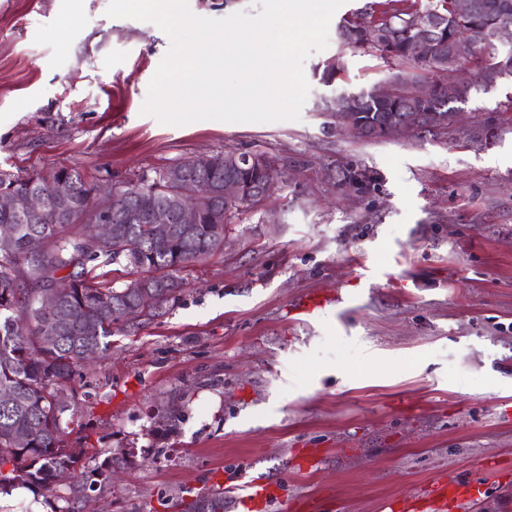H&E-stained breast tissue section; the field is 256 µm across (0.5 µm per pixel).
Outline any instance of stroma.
<instances>
[{
    "label": "stroma",
    "instance_id": "35a3bbf8",
    "mask_svg": "<svg viewBox=\"0 0 512 512\" xmlns=\"http://www.w3.org/2000/svg\"><path fill=\"white\" fill-rule=\"evenodd\" d=\"M108 3L0 0V170L118 183L233 151L266 153L279 177L227 221L222 254L181 271L165 314L96 363L78 419L116 459L97 504L182 512L214 477L248 475L278 488L262 512H390L480 478L447 512H512V78L439 134L362 138L330 100L416 71L332 33L304 62L299 120L164 125L141 108L170 40ZM344 168L370 189L341 192ZM313 294L326 302L306 309ZM167 407L180 418L163 432ZM301 448L311 467L294 466ZM455 491L451 485L444 482L433 483L428 486L422 493V498L416 497L414 499H405L398 502L397 511L401 512H415L420 511L417 506V501L425 499L428 502L435 503L439 510L448 509V500L455 498Z\"/></svg>",
    "mask_w": 512,
    "mask_h": 512
}]
</instances>
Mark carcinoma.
Wrapping results in <instances>:
<instances>
[{"instance_id": "obj_1", "label": "carcinoma", "mask_w": 512, "mask_h": 512, "mask_svg": "<svg viewBox=\"0 0 512 512\" xmlns=\"http://www.w3.org/2000/svg\"><path fill=\"white\" fill-rule=\"evenodd\" d=\"M375 0L368 8L343 18L338 26L340 43L383 59L407 61L427 67L448 79L458 61L441 55L434 47L450 46L467 38L475 47L489 48L498 61L486 68L480 81L425 101L384 100L373 92L345 93L358 101L361 110L352 113L354 122L369 129L373 138L382 137L387 119L415 108L421 112V131L437 132L448 127V118L464 103L471 91L488 87L496 79L512 77V44L498 50L494 30L512 23V0H502L505 9L490 16L453 17L449 0ZM442 17L431 29L433 46L423 50L414 27ZM373 26L367 40L362 29ZM227 153L200 157L193 164L170 165L179 181L194 184L201 193L200 223L187 229L178 221L176 196L162 190L163 170L155 169L134 181L120 183L126 195L121 207L111 211L113 235L91 245L88 227L96 215L98 178L88 177L74 167L48 172H3L0 190L8 193H37L44 198L41 215L29 220L13 211L0 209V228L13 231L10 250L0 247V391L13 395L9 404L0 403V494L17 486L39 491L52 512H75L80 494L97 484L112 481V457H102L96 448L70 446L67 412L75 413L79 395L94 387V374L84 364L83 349L93 347L105 354L112 350V336L137 330L160 314L166 304L183 291L182 269L224 253V213L233 217L243 202L224 204V177L230 174ZM250 182L273 186L276 173L257 168L242 173ZM158 208L171 210L169 237L164 248L155 247L148 217ZM130 210L140 220L127 221ZM32 238L44 240L40 254L28 249ZM127 257L131 274L140 275L144 287L125 284L115 288L101 280L96 270ZM68 281L69 293L54 312H44L38 297L56 279ZM154 303L145 305V298ZM71 471L75 482L62 493L55 485L58 470ZM224 496L218 492L199 497L188 512H223Z\"/></svg>"}]
</instances>
